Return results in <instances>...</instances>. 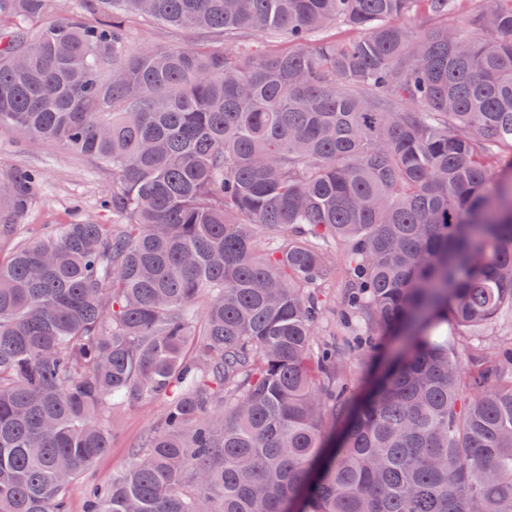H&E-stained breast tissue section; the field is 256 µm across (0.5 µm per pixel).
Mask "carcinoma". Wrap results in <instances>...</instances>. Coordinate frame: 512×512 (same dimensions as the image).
<instances>
[{
  "label": "carcinoma",
  "mask_w": 512,
  "mask_h": 512,
  "mask_svg": "<svg viewBox=\"0 0 512 512\" xmlns=\"http://www.w3.org/2000/svg\"><path fill=\"white\" fill-rule=\"evenodd\" d=\"M57 2L0 0V127L111 169L112 223L0 258V512H70L155 395L85 512H512V342L448 336L512 309V0ZM34 190L0 177L3 216ZM337 248L368 352L403 342L363 395L315 341ZM130 36L131 41L136 44L152 42L161 45L178 44L183 46L212 43L217 39L212 33L194 30L172 31L165 25L149 22L132 24ZM163 397L147 398L134 406L112 412V445L79 476L70 491L71 512H83L85 492L92 485L112 483V476L129 463L144 437L160 425L164 409Z\"/></svg>",
  "instance_id": "carcinoma-1"
}]
</instances>
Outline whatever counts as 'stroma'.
<instances>
[{"label": "stroma", "instance_id": "1", "mask_svg": "<svg viewBox=\"0 0 512 512\" xmlns=\"http://www.w3.org/2000/svg\"><path fill=\"white\" fill-rule=\"evenodd\" d=\"M131 40L161 45L197 46L214 42V34L173 31L157 23L131 26ZM29 170L37 174L39 188L18 218L10 236L0 238V255L18 243L46 233L58 224L85 221L108 224L112 213L102 204L112 188V172L90 157L41 140H20L12 131L0 129V176ZM165 409L161 397L113 411L109 452L79 476L70 491L71 512H83L85 492L93 485L110 484L113 476L129 463L144 437L160 425Z\"/></svg>", "mask_w": 512, "mask_h": 512}]
</instances>
